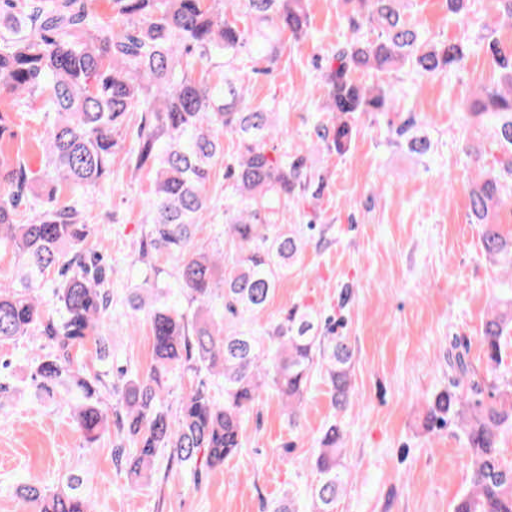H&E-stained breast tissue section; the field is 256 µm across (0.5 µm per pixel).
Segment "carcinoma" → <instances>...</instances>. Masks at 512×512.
<instances>
[{"label": "carcinoma", "instance_id": "carcinoma-1", "mask_svg": "<svg viewBox=\"0 0 512 512\" xmlns=\"http://www.w3.org/2000/svg\"><path fill=\"white\" fill-rule=\"evenodd\" d=\"M95 0H0V243L18 257L17 272L0 281V343L22 336L42 339L33 357L30 388L40 400L70 409L84 441L92 445L110 428L112 409L103 392L125 412L131 451L118 449L129 485L149 478L159 451L180 462L201 461L213 470L243 448L242 418L259 390L270 383L294 421L317 363L325 368L335 409L353 403L349 337L324 331L315 310L298 306L257 336L224 326L211 310L215 298L233 316L262 310L307 245L288 205L313 176L302 157L270 156L275 124L271 113L251 107L242 79L255 62L272 73L285 49L309 31L307 0H109L101 17ZM353 36L336 47L321 73L323 111L335 121L320 125L318 144L343 152L362 112H395L396 101L381 84H365L354 73L399 72L409 65L424 78L448 75L463 64L461 42L421 38L402 11L404 0H339ZM380 30L375 40L359 36L362 23ZM477 45L490 53L500 82L481 88L462 105L463 120L491 127L486 144L468 149L478 163L492 157L468 184L469 220L481 226L482 251L512 271V236L500 230V210L512 202V47L493 33ZM146 112L137 146L122 155L129 115ZM44 124L40 167L7 143L15 118ZM238 138L237 161L226 167L235 202L224 210L238 249L230 270L224 256L193 248L195 227L209 209L210 170L224 158V133ZM423 156L430 141L416 135L415 122L394 129ZM154 172L146 213L145 242L134 261L151 264L164 254L175 265L181 292L197 304L192 317L168 303L172 286L160 271L144 280L152 301L138 300L152 333L153 364L145 375L121 369L105 383L87 373L80 352L89 342L104 350L103 331L112 319L110 269L87 250L92 235L89 191L112 174V161ZM58 275V315L45 312L37 295L43 280ZM512 336V294L493 300L483 324L487 370L496 371ZM448 389L428 405V430L455 424L469 453L470 489L453 512H512V466L504 463L500 437L512 429V379L485 392L467 350L446 353ZM191 364L224 381V389L200 382L171 413L163 398L169 376ZM343 431L325 432L316 457L319 480L314 512H334L350 473L344 462ZM31 512H90L86 500L66 491L23 487Z\"/></svg>", "mask_w": 512, "mask_h": 512}]
</instances>
